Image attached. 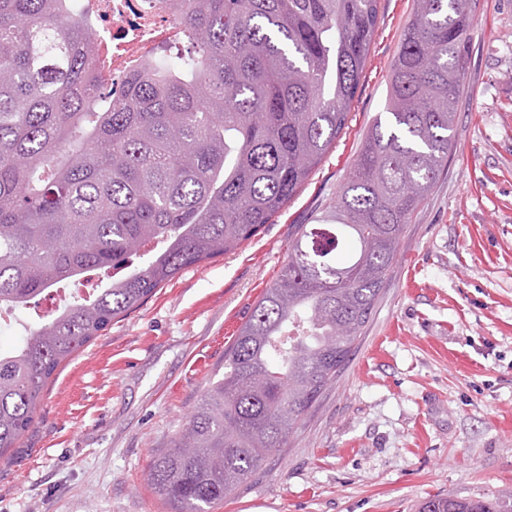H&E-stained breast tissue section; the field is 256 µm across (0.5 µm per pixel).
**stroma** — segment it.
Masks as SVG:
<instances>
[{"instance_id":"1","label":"stroma","mask_w":512,"mask_h":512,"mask_svg":"<svg viewBox=\"0 0 512 512\" xmlns=\"http://www.w3.org/2000/svg\"><path fill=\"white\" fill-rule=\"evenodd\" d=\"M413 0H380L350 121L271 224L188 267L50 379L0 457V512H172L152 489L224 372V352L332 204L367 129ZM455 149L407 224L349 363L284 448L211 512H417L426 498H512V0H478Z\"/></svg>"}]
</instances>
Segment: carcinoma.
<instances>
[{"label": "carcinoma", "mask_w": 512, "mask_h": 512, "mask_svg": "<svg viewBox=\"0 0 512 512\" xmlns=\"http://www.w3.org/2000/svg\"><path fill=\"white\" fill-rule=\"evenodd\" d=\"M380 0H178L190 51L112 80L79 0H0V308L112 275L0 352V456L32 427L57 368L182 270L270 223L345 128ZM476 0H414L336 201L224 352L149 480L175 512H209L285 447L357 348L414 212L455 147ZM419 512H512L427 499Z\"/></svg>", "instance_id": "1"}]
</instances>
